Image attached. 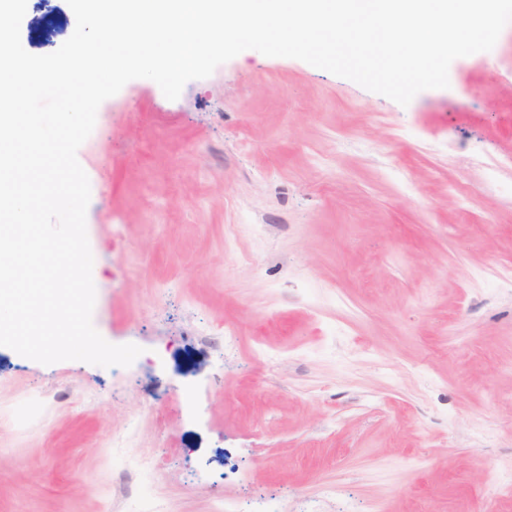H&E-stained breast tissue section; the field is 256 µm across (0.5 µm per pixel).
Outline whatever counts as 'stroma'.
Instances as JSON below:
<instances>
[{"label":"stroma","instance_id":"stroma-1","mask_svg":"<svg viewBox=\"0 0 512 512\" xmlns=\"http://www.w3.org/2000/svg\"><path fill=\"white\" fill-rule=\"evenodd\" d=\"M27 0L36 55L73 33ZM408 106L240 53L168 100L99 107L77 158L93 324L128 367L0 347V512H512V24ZM233 328L204 346L200 332ZM164 463L157 457L141 454L128 464L127 491L135 508L134 512H171L168 505L158 499H147L140 495L136 479L140 475L158 476L164 470Z\"/></svg>","mask_w":512,"mask_h":512}]
</instances>
